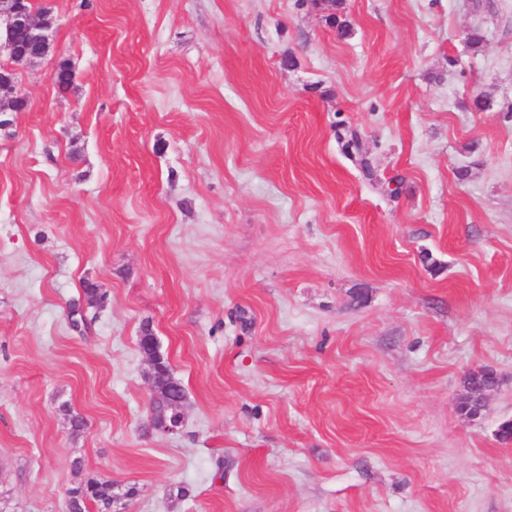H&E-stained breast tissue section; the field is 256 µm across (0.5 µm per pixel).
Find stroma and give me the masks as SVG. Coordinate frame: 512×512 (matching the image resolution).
Returning <instances> with one entry per match:
<instances>
[{
	"label": "stroma",
	"instance_id": "stroma-1",
	"mask_svg": "<svg viewBox=\"0 0 512 512\" xmlns=\"http://www.w3.org/2000/svg\"><path fill=\"white\" fill-rule=\"evenodd\" d=\"M37 3L0 128V507L109 478L124 512H512V0ZM25 104L24 108L21 105ZM28 100L21 95L17 79L3 78L0 80V117L7 112H22L26 109ZM153 340V346L148 349L145 344ZM140 350L151 364V385L153 397L151 406L153 421L172 405H180L184 399V389L180 381L173 377L167 360L158 351V344L151 330L143 329L139 340Z\"/></svg>",
	"mask_w": 512,
	"mask_h": 512
}]
</instances>
